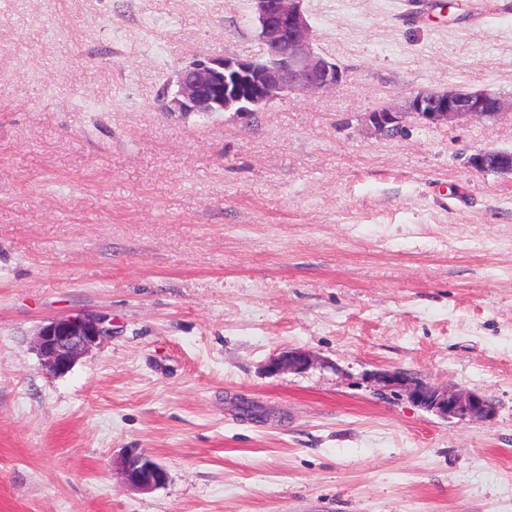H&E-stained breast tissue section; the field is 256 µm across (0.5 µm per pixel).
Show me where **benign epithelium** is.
<instances>
[{
    "mask_svg": "<svg viewBox=\"0 0 512 512\" xmlns=\"http://www.w3.org/2000/svg\"><path fill=\"white\" fill-rule=\"evenodd\" d=\"M262 53L243 59L231 56L201 57L178 70L175 90L164 93L168 111L210 115L230 114L246 120L270 101L292 91L320 92L337 88L343 72L313 47V30L302 8L303 0H251ZM512 112L507 102L487 90H464L450 85L443 91H421L403 107L386 106L369 112L366 125L378 134L387 127H403L409 117L429 125L455 126L468 120L498 118ZM493 165L512 174V153L498 150L470 157V166L482 172ZM112 335V323L97 314H76L50 321L37 335V346L46 367L53 374L67 372L84 353ZM311 358L302 351H290L275 359L273 371L304 370ZM382 386L405 392L418 406L446 419L486 418L494 406L477 393L441 391L423 382H411L400 372L379 376ZM121 474L131 488L149 491L166 484L168 473L158 462L140 453L121 461Z\"/></svg>",
    "mask_w": 512,
    "mask_h": 512,
    "instance_id": "benign-epithelium-1",
    "label": "benign epithelium"
}]
</instances>
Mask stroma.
I'll use <instances>...</instances> for the list:
<instances>
[{
  "instance_id": "1",
  "label": "stroma",
  "mask_w": 512,
  "mask_h": 512,
  "mask_svg": "<svg viewBox=\"0 0 512 512\" xmlns=\"http://www.w3.org/2000/svg\"><path fill=\"white\" fill-rule=\"evenodd\" d=\"M302 8L342 84L242 122L161 96L258 53L250 0H0V512H512V176L468 163L512 116L362 121L511 98L512 0ZM79 313L112 334L52 374L37 334ZM387 370L495 412L379 395ZM133 450L165 485L124 483ZM382 112L384 116L380 115ZM511 112L512 100L507 102L487 90H464L448 85L443 91L418 92L402 108L386 106L371 111L364 119L370 129L382 135L387 127L402 128L409 117L429 125L452 127L463 121L498 118ZM311 358L302 351H289L287 354L275 359L270 368L272 371L304 370L311 365Z\"/></svg>"
}]
</instances>
